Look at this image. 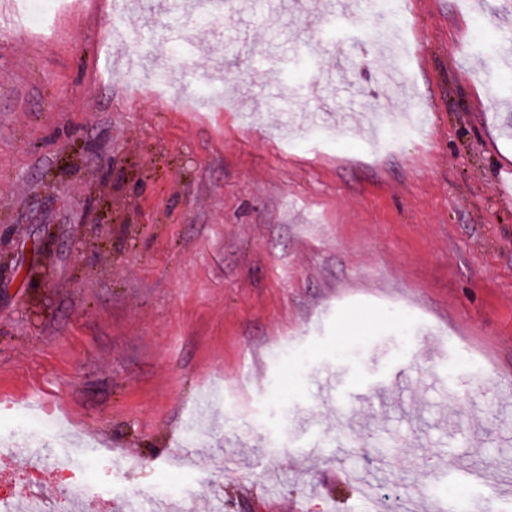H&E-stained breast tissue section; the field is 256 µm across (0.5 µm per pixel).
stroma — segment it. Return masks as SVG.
Instances as JSON below:
<instances>
[{
    "mask_svg": "<svg viewBox=\"0 0 512 512\" xmlns=\"http://www.w3.org/2000/svg\"><path fill=\"white\" fill-rule=\"evenodd\" d=\"M399 2L380 38L341 0H223L187 52L228 107L176 58L175 97L127 84L121 0L0 27V424L33 404L127 456L84 512H156L161 479L194 512H428L453 487L468 512L470 474L512 471V0ZM130 7L145 48L177 38L169 0ZM366 99L419 136L372 149ZM289 336L303 358L273 360ZM13 442L0 495L72 512ZM192 83L198 88V90L204 92L210 97H224V79L220 77L214 78L207 72H199L190 70ZM219 82L217 84L216 82Z\"/></svg>",
    "mask_w": 512,
    "mask_h": 512,
    "instance_id": "stroma-1",
    "label": "stroma"
}]
</instances>
